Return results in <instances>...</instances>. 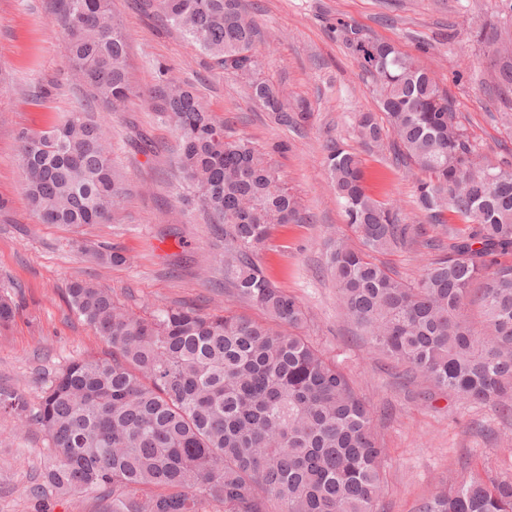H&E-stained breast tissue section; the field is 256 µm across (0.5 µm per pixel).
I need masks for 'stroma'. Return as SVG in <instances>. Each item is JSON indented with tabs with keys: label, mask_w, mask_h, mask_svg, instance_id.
I'll return each instance as SVG.
<instances>
[{
	"label": "stroma",
	"mask_w": 512,
	"mask_h": 512,
	"mask_svg": "<svg viewBox=\"0 0 512 512\" xmlns=\"http://www.w3.org/2000/svg\"><path fill=\"white\" fill-rule=\"evenodd\" d=\"M55 2L0 0V287L18 306L10 328L0 330V388L33 402L60 368L108 352L105 340L66 303L74 280L112 289L138 314L150 306L188 304L262 319L260 310L225 288L215 262L224 237L205 224L198 206L186 204L171 170L173 124L154 111L149 97L163 68L195 88L229 135L251 137L266 149L288 145L274 159L308 220L277 227L259 248V263L277 287L298 298L307 314L304 332L371 404L387 453V493L378 512H417L437 487L455 484L473 469L492 478L512 476V418H501L490 405L424 400L345 319L325 268L330 243L353 235L324 169L332 144L361 159L368 189L397 206L403 223L425 224L429 238L448 241L447 228L426 225L416 206L417 172L395 165L388 147L367 146L356 134L359 113L376 111L377 103L341 24L414 56L454 96L458 122L498 164L512 161V89H500L492 49L478 33L489 24L512 28L500 0H242L261 27L266 77L285 88L289 101L311 107L299 134L276 125L242 80L224 74L177 29L149 16L145 0H109L130 34V73L141 91L125 111L105 117L113 158L132 194L119 222L77 231L40 221L17 162L21 132L50 130L84 107L102 109L71 74L66 43L51 31ZM42 86L49 95L39 94ZM136 127L152 139L155 154L134 147ZM102 246L117 248L128 263H99L92 251ZM50 454L44 431H17L13 419L0 414V512H36L42 501L51 512H97L96 500H58L41 491Z\"/></svg>",
	"instance_id": "35a3bbf8"
}]
</instances>
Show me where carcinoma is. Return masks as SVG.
Returning a JSON list of instances; mask_svg holds the SVG:
<instances>
[{
	"label": "carcinoma",
	"instance_id": "obj_1",
	"mask_svg": "<svg viewBox=\"0 0 512 512\" xmlns=\"http://www.w3.org/2000/svg\"><path fill=\"white\" fill-rule=\"evenodd\" d=\"M147 7L228 74L277 123L301 132L309 114L288 109L263 75L260 31L242 0H148ZM58 29L69 63L112 112L137 91L128 75L129 35L108 0H60ZM381 115L361 112L358 135L379 146L393 135L395 162L422 178L416 204L429 224L453 216L416 281L376 255L422 240L424 227L368 195L358 157L326 147L325 165L360 246L333 242L327 264L344 316L372 348L421 379L423 398L492 404L512 415V164L483 161L456 121L454 97L395 44L343 26ZM497 42L498 79L512 85V29L481 30ZM179 141L174 166L187 200L224 227V281L265 314L256 320L180 304L137 315L109 288L82 280L70 307L111 348L71 362L35 402L0 389V413L18 429L43 430L52 456L43 486L58 497L98 500V512H377L386 449L368 402L349 377L299 332L296 298L263 274L257 250L278 224L303 221L301 202L268 152L231 138L194 88L167 72L151 91ZM23 189L45 224H102L130 188L112 163L111 139L92 112H70L52 129L19 135ZM476 297L481 321L465 312ZM0 294V327L14 320ZM419 512H512V477L473 471L437 491Z\"/></svg>",
	"mask_w": 512,
	"mask_h": 512
}]
</instances>
